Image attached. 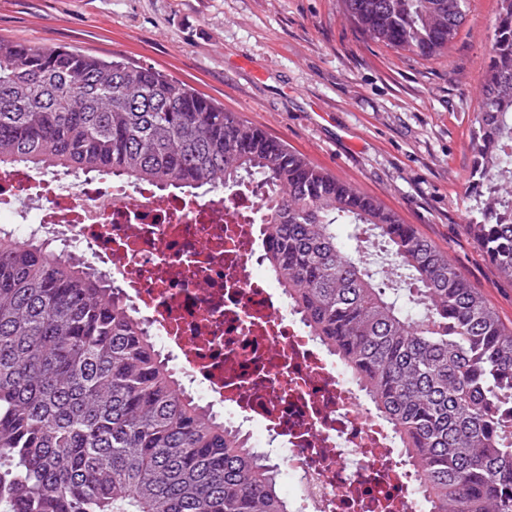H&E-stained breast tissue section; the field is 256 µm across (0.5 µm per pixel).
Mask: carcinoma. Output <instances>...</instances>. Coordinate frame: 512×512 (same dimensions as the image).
<instances>
[{"mask_svg": "<svg viewBox=\"0 0 512 512\" xmlns=\"http://www.w3.org/2000/svg\"><path fill=\"white\" fill-rule=\"evenodd\" d=\"M372 39L428 58L467 0H343ZM472 137L466 230L512 280V0H500ZM260 191L265 263L420 472L431 512H512V329L375 199L183 82L0 39V171ZM381 239L373 280L339 229ZM0 512H289L277 470L188 396L101 272L0 232Z\"/></svg>", "mask_w": 512, "mask_h": 512, "instance_id": "obj_1", "label": "carcinoma"}]
</instances>
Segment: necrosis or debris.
I'll use <instances>...</instances> for the list:
<instances>
[{"label": "necrosis or debris", "mask_w": 512, "mask_h": 512, "mask_svg": "<svg viewBox=\"0 0 512 512\" xmlns=\"http://www.w3.org/2000/svg\"><path fill=\"white\" fill-rule=\"evenodd\" d=\"M259 208L250 192L0 173V213L109 262L113 287L174 345L190 383L259 422L253 444L281 439L293 512H419L420 479L394 432L259 274Z\"/></svg>", "instance_id": "obj_1"}]
</instances>
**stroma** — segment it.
Wrapping results in <instances>:
<instances>
[{"label":"stroma","instance_id":"35a3bbf8","mask_svg":"<svg viewBox=\"0 0 512 512\" xmlns=\"http://www.w3.org/2000/svg\"><path fill=\"white\" fill-rule=\"evenodd\" d=\"M499 0H468L429 58L375 41L341 0H0V39L149 66L395 212L512 328V282L465 230L471 132Z\"/></svg>","mask_w":512,"mask_h":512}]
</instances>
